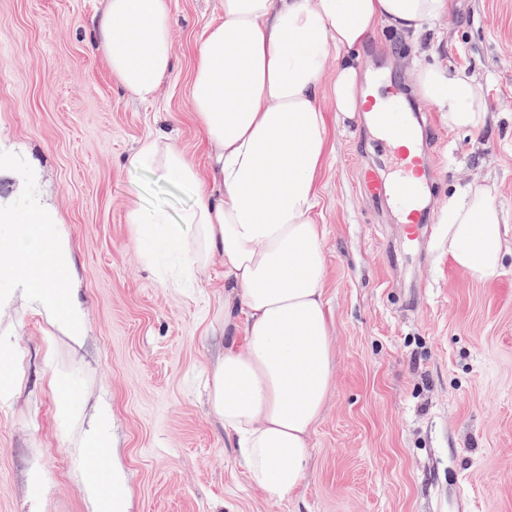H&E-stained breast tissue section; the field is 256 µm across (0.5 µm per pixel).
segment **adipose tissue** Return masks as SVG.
I'll use <instances>...</instances> for the list:
<instances>
[{"mask_svg":"<svg viewBox=\"0 0 512 512\" xmlns=\"http://www.w3.org/2000/svg\"><path fill=\"white\" fill-rule=\"evenodd\" d=\"M205 25L188 92L210 148L216 193L198 195L177 218L161 208L130 214L150 264L180 262L191 279L211 256L224 258L244 346L229 344L209 376L210 412L234 441L250 484L284 498L303 484L310 439L334 364L324 300L325 262L315 219L328 153L327 113L318 99L324 61L336 51L330 94L341 120L360 110L355 50L377 28L418 36L448 14V0H223ZM97 51L121 85L152 100L172 75L171 0H104ZM412 85L449 129L476 132L492 118L480 84L438 62L411 68ZM132 169L195 188L194 163L165 136L142 140ZM439 221L448 258L473 275L493 274L505 255L502 215L489 186L455 188ZM0 276L44 311L73 343L86 324L73 300L71 247L51 207L31 202L0 249Z\"/></svg>","mask_w":512,"mask_h":512,"instance_id":"obj_1","label":"adipose tissue"}]
</instances>
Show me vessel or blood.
Listing matches in <instances>:
<instances>
[{
  "mask_svg": "<svg viewBox=\"0 0 512 512\" xmlns=\"http://www.w3.org/2000/svg\"><path fill=\"white\" fill-rule=\"evenodd\" d=\"M365 109L372 113L379 130L378 153L395 175L386 180L378 168L366 167L361 175L362 188L371 199L391 202L406 226L407 239L417 241L431 221L422 204L423 176L429 162L427 152L420 148L423 128L411 119L406 95L397 85L391 86L384 102L367 97Z\"/></svg>",
  "mask_w": 512,
  "mask_h": 512,
  "instance_id": "b4317fda",
  "label": "vessel or blood"
}]
</instances>
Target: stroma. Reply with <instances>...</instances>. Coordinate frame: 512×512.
<instances>
[{"instance_id": "1", "label": "stroma", "mask_w": 512, "mask_h": 512, "mask_svg": "<svg viewBox=\"0 0 512 512\" xmlns=\"http://www.w3.org/2000/svg\"><path fill=\"white\" fill-rule=\"evenodd\" d=\"M102 6L0 0V200L12 207L0 245L29 199L55 209L87 329L73 346L0 279V342L17 368L0 398V512H92L84 435L93 426L125 473L128 512H512V0H450L424 35L449 71L475 77L496 116L467 134L421 103L438 129L432 214L454 186L479 180L505 216L509 253L491 276L449 260L441 225L409 244L393 207L358 182L376 158L375 127L362 115L329 120L316 219L335 372L306 481L285 498L249 484L209 412L206 380L228 339L223 258L174 285L143 259L128 219L140 205L177 215L212 189L205 180L183 190L127 158L162 128L207 171L188 86L199 33L222 18L223 2L172 0L173 73L150 102L95 50ZM414 52L413 41L377 31L358 52L363 86L405 83L401 61ZM58 376L80 398L68 417Z\"/></svg>"}]
</instances>
